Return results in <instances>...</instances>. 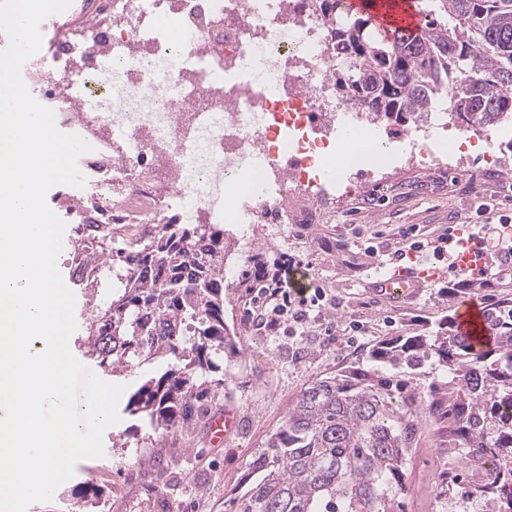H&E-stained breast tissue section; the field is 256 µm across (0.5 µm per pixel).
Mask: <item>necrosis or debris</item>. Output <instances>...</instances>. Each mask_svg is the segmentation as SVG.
<instances>
[{
	"mask_svg": "<svg viewBox=\"0 0 512 512\" xmlns=\"http://www.w3.org/2000/svg\"><path fill=\"white\" fill-rule=\"evenodd\" d=\"M40 28L47 55L21 77L59 131L96 147L78 161L84 186L64 191L91 245L115 224L142 235L177 202L199 224L294 223L281 200L328 199L336 176L314 170L316 158L342 127L371 121L332 94L338 59L318 0H71ZM77 58L92 110L55 88Z\"/></svg>",
	"mask_w": 512,
	"mask_h": 512,
	"instance_id": "1",
	"label": "necrosis or debris"
}]
</instances>
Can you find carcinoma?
Returning a JSON list of instances; mask_svg holds the SVG:
<instances>
[{"instance_id": "carcinoma-1", "label": "carcinoma", "mask_w": 512, "mask_h": 512, "mask_svg": "<svg viewBox=\"0 0 512 512\" xmlns=\"http://www.w3.org/2000/svg\"><path fill=\"white\" fill-rule=\"evenodd\" d=\"M424 16L442 14L408 33L377 34L371 17L345 0H320L334 24L341 98L407 127L448 96L449 119L494 128L512 121V0H426ZM86 255L95 287H120L85 319L76 338L82 356L108 373L156 358L167 369L134 385L122 412L155 433L187 421L213 356L240 351L224 323V230L188 227L177 219L139 240ZM492 343L476 351L445 321L433 336H404L370 353L369 368L312 382L289 405L281 426L250 462L237 512H394L417 431L431 410L416 392L392 401L375 366L415 371L432 362L448 372L458 410L457 437L466 448L493 451L499 469L473 497L493 512H512V302L488 304Z\"/></svg>"}]
</instances>
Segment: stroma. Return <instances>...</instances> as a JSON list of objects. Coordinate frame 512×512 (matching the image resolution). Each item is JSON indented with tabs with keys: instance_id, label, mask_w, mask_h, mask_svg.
I'll use <instances>...</instances> for the list:
<instances>
[{
	"instance_id": "35a3bbf8",
	"label": "stroma",
	"mask_w": 512,
	"mask_h": 512,
	"mask_svg": "<svg viewBox=\"0 0 512 512\" xmlns=\"http://www.w3.org/2000/svg\"><path fill=\"white\" fill-rule=\"evenodd\" d=\"M511 142L512 122L494 129L493 149L508 161L500 172L487 171L484 156L472 152L460 173L411 172L399 182L368 183L351 199L323 204L317 224L226 225L225 263L238 277L224 291V321L235 331L240 356L209 374L182 428L152 435L138 419L122 417L103 435V456L78 462L52 500L33 503L32 512H228L249 462L279 428L289 402L313 381L366 364L374 348L397 337L436 331L464 301L512 300V265L452 276L447 262L437 260L435 278L407 303H387L371 291L374 265L392 257L400 228L418 226L430 239L464 217L479 224L484 202L501 203L502 214L512 216ZM286 256L302 261L309 283L325 296L306 327L284 316L271 331L253 322L251 311L265 274ZM378 376L395 394L429 393L440 402L415 435L396 512H460L458 500L474 480L470 470L451 478L443 468L456 438L447 373L428 364L411 374L383 368ZM227 411L236 416V432L213 445L210 422ZM89 478L104 494L82 508L77 493Z\"/></svg>"
}]
</instances>
